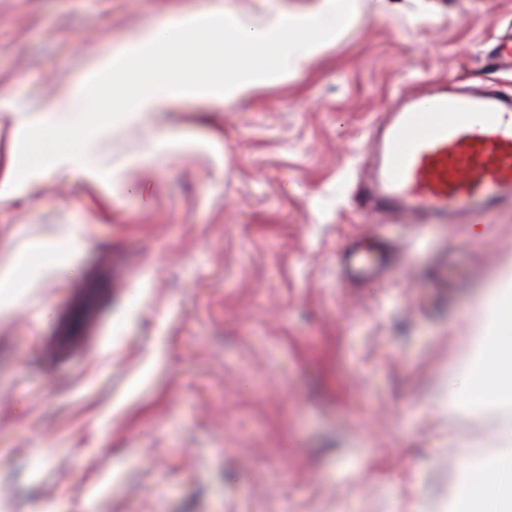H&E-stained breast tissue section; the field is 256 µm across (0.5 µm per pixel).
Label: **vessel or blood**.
Wrapping results in <instances>:
<instances>
[{
  "label": "vessel or blood",
  "instance_id": "1",
  "mask_svg": "<svg viewBox=\"0 0 512 512\" xmlns=\"http://www.w3.org/2000/svg\"><path fill=\"white\" fill-rule=\"evenodd\" d=\"M489 56L512 69V30ZM374 143L360 206L409 224H461L512 201V96L441 87L397 99Z\"/></svg>",
  "mask_w": 512,
  "mask_h": 512
}]
</instances>
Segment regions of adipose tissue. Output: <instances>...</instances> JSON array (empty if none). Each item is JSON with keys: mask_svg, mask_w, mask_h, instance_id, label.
I'll return each instance as SVG.
<instances>
[{"mask_svg": "<svg viewBox=\"0 0 512 512\" xmlns=\"http://www.w3.org/2000/svg\"><path fill=\"white\" fill-rule=\"evenodd\" d=\"M480 329L481 358L456 372L448 409L512 408V287L492 283L486 292ZM445 512H512V493L493 491L461 474L448 492Z\"/></svg>", "mask_w": 512, "mask_h": 512, "instance_id": "obj_1", "label": "adipose tissue"}]
</instances>
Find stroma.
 Instances as JSON below:
<instances>
[{"label":"stroma","instance_id":"1","mask_svg":"<svg viewBox=\"0 0 512 512\" xmlns=\"http://www.w3.org/2000/svg\"><path fill=\"white\" fill-rule=\"evenodd\" d=\"M268 0H0V512H437L508 414L449 413L512 204L361 209L365 147L429 81L493 85L512 0H383L232 104L121 120L88 168L17 179L24 128L176 11ZM382 256L380 277L346 260Z\"/></svg>","mask_w":512,"mask_h":512}]
</instances>
